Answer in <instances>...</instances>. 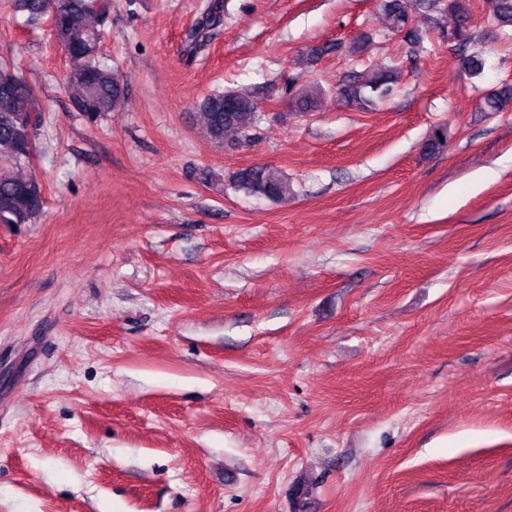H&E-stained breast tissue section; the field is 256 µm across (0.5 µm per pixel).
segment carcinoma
<instances>
[{
	"mask_svg": "<svg viewBox=\"0 0 512 512\" xmlns=\"http://www.w3.org/2000/svg\"><path fill=\"white\" fill-rule=\"evenodd\" d=\"M431 0H385L384 11L390 28L405 31L410 24V8H424ZM54 4L55 15L51 30L55 41L79 53L78 66L81 74L66 75L65 85L72 109L97 119L112 111L125 98L123 84L111 69L99 60L101 31L108 3L104 0H15L14 8L26 15L30 26H38L49 16V4ZM488 22L495 31L505 35L512 29V0H484ZM448 11L456 16V22L442 33L448 45L466 48L474 42L471 30L465 24V0H448ZM224 0H212L188 35L192 50L206 45L213 30L222 25ZM398 67L389 66L379 71L367 83L351 80L339 89L340 96L351 106L368 107L391 96L397 78ZM512 102V85L504 84L487 94L477 106L479 112H501ZM42 109L38 100L25 85L14 61L6 54L0 55V224H29L39 216L44 201L42 185L32 177L19 174L30 163L37 127L28 120L26 112ZM196 120L210 139L217 144L231 134L241 139L261 121L255 97L249 94L227 91L209 95L201 103ZM447 143V129L436 128L426 139L422 153L431 157ZM236 190L250 196H261L272 203H283L293 195L288 177L277 167L255 165L238 170L232 177Z\"/></svg>",
	"mask_w": 512,
	"mask_h": 512,
	"instance_id": "1",
	"label": "carcinoma"
}]
</instances>
